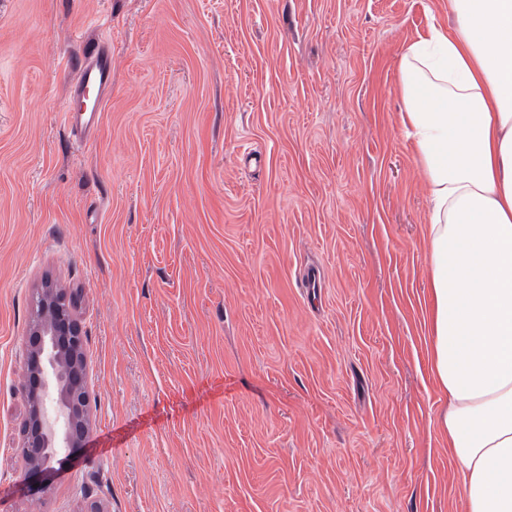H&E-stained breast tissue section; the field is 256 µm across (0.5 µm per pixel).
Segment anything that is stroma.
<instances>
[{"label": "stroma", "mask_w": 512, "mask_h": 512, "mask_svg": "<svg viewBox=\"0 0 512 512\" xmlns=\"http://www.w3.org/2000/svg\"><path fill=\"white\" fill-rule=\"evenodd\" d=\"M448 0H0V512H465L438 426L402 47ZM112 95L77 144L78 63ZM93 428L16 448L37 286ZM111 92L112 53L105 47H97L80 61L78 79L64 105L65 112L72 115L71 134L76 140L83 143L94 137Z\"/></svg>", "instance_id": "obj_1"}]
</instances>
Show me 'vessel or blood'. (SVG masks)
<instances>
[{
  "label": "vessel or blood",
  "instance_id": "b4317fda",
  "mask_svg": "<svg viewBox=\"0 0 512 512\" xmlns=\"http://www.w3.org/2000/svg\"><path fill=\"white\" fill-rule=\"evenodd\" d=\"M112 92V54L104 47L88 52L78 67V79L65 101L71 133L79 142L94 137L99 117Z\"/></svg>",
  "mask_w": 512,
  "mask_h": 512
}]
</instances>
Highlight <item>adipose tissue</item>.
Segmentation results:
<instances>
[{"instance_id":"1","label":"adipose tissue","mask_w":512,"mask_h":512,"mask_svg":"<svg viewBox=\"0 0 512 512\" xmlns=\"http://www.w3.org/2000/svg\"><path fill=\"white\" fill-rule=\"evenodd\" d=\"M399 57L423 176L431 372L467 512H512V0H448Z\"/></svg>"}]
</instances>
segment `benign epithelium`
I'll list each match as a JSON object with an SVG mask.
<instances>
[{
	"label": "benign epithelium",
	"mask_w": 512,
	"mask_h": 512,
	"mask_svg": "<svg viewBox=\"0 0 512 512\" xmlns=\"http://www.w3.org/2000/svg\"><path fill=\"white\" fill-rule=\"evenodd\" d=\"M73 303L47 280L34 296L22 381L27 413L18 444L26 470L34 473L82 447L91 430L88 374L80 360L84 342Z\"/></svg>",
	"instance_id": "7a95c632"
}]
</instances>
